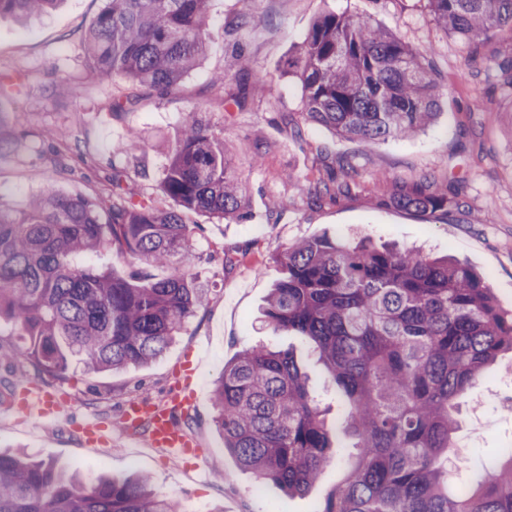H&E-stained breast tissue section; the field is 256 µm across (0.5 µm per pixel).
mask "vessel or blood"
Masks as SVG:
<instances>
[{
    "label": "vessel or blood",
    "instance_id": "b4317fda",
    "mask_svg": "<svg viewBox=\"0 0 512 512\" xmlns=\"http://www.w3.org/2000/svg\"><path fill=\"white\" fill-rule=\"evenodd\" d=\"M192 396L177 389L165 401L140 400L129 403L123 413L126 432L146 428L148 445L161 449L168 457L181 460L198 455V444L193 436L175 422L176 411H189ZM14 408L25 420L35 424L71 422L86 444L96 446L111 442V428L99 419L76 418L67 402L52 390L34 382H24L14 391Z\"/></svg>",
    "mask_w": 512,
    "mask_h": 512
}]
</instances>
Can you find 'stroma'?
Masks as SVG:
<instances>
[{
	"mask_svg": "<svg viewBox=\"0 0 512 512\" xmlns=\"http://www.w3.org/2000/svg\"><path fill=\"white\" fill-rule=\"evenodd\" d=\"M102 6V0H64L24 25L0 19V78L17 81L9 106L19 137L0 161V202L16 206L49 186L73 196H105L106 177L119 168L132 191L169 207L160 189L169 148L183 122L203 112L224 121V152L247 190L248 214L223 223L193 215L201 229L190 270L210 295L175 343L147 365L93 375L75 365L57 377L22 356L20 337L0 336V403L17 381L34 380L62 393L77 416H96L112 427L111 446L93 447L70 427L36 426L7 412L0 416V450L24 451L87 480L148 476L154 491L184 512H316L348 474L353 437L339 433L334 461L310 492L291 496L238 468L214 424L211 390L242 350L290 349L329 422L342 420L345 401L308 341L261 320L269 289L282 275L273 254L303 240L361 235L450 255L480 274L501 311L512 313V87L498 69L512 58V41L488 34L470 48L433 20L425 0H260L266 24L243 29L236 26L238 0H213L223 47L207 51L179 93L115 117L108 109L124 84L97 75L83 54V33ZM327 11L366 17L426 54L441 95L433 124L415 136L370 146L307 119L299 83L285 69ZM241 53L250 60L244 72L237 67ZM218 73L228 76L221 89L210 82ZM259 84L262 95L235 104L244 88ZM57 130L72 133L78 149L54 139ZM134 133L146 145L132 154ZM344 163L352 167L347 185L337 187L334 199L316 200L315 187ZM422 179L458 188L459 205L430 216L390 204L397 187ZM189 354L198 363L190 384L197 403L176 421L204 450L208 465L201 473L169 460L145 439H130L121 424L127 403L165 399ZM455 443L476 470L512 450V353L485 369L470 392Z\"/></svg>",
	"mask_w": 512,
	"mask_h": 512,
	"instance_id": "obj_1",
	"label": "stroma"
}]
</instances>
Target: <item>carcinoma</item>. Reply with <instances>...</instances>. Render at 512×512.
Returning a JSON list of instances; mask_svg holds the SVG:
<instances>
[{
  "instance_id": "cac0c4a2",
  "label": "carcinoma",
  "mask_w": 512,
  "mask_h": 512,
  "mask_svg": "<svg viewBox=\"0 0 512 512\" xmlns=\"http://www.w3.org/2000/svg\"><path fill=\"white\" fill-rule=\"evenodd\" d=\"M59 0H0V17L25 20ZM212 0H108L83 38L92 69L129 85L110 106L175 94L214 40ZM238 26L264 22L239 0ZM436 22L465 42L512 39V0H428ZM289 73L309 120L376 145L412 136L438 115L426 55L353 16L327 12ZM126 175L108 176L112 202L47 190L21 207L0 203V322L23 337L22 354L63 374L144 366L180 335L207 300L190 272L189 216H247V196L224 156L221 122L190 118L161 181L167 209L135 197ZM459 191L416 183L390 197L422 214L446 211ZM133 263L168 266L162 278L85 263L112 246ZM284 274L264 322L308 338L348 401L357 438L346 481L318 512H512V450L473 485L449 489L448 452L458 411L484 369L512 351V315L482 278L447 257L378 246L367 237H318L275 256ZM215 423L238 466L289 495H304L334 458L335 430L290 350L255 346L224 366L213 390ZM0 512H181L144 476L85 483L25 453L0 452Z\"/></svg>"
}]
</instances>
